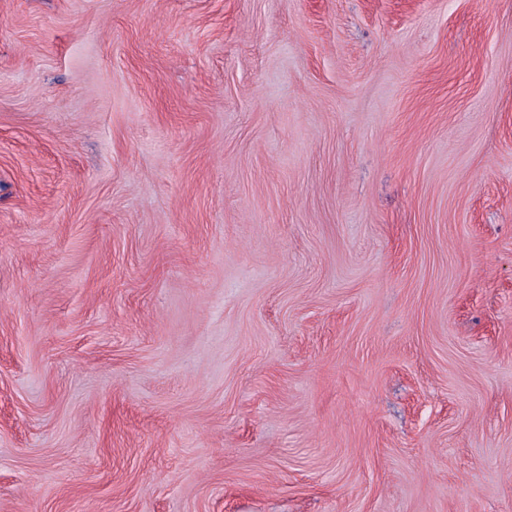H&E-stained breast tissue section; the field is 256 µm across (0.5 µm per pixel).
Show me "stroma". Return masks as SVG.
Instances as JSON below:
<instances>
[{"label":"stroma","mask_w":512,"mask_h":512,"mask_svg":"<svg viewBox=\"0 0 512 512\" xmlns=\"http://www.w3.org/2000/svg\"><path fill=\"white\" fill-rule=\"evenodd\" d=\"M0 512H512V0H0Z\"/></svg>","instance_id":"stroma-1"}]
</instances>
